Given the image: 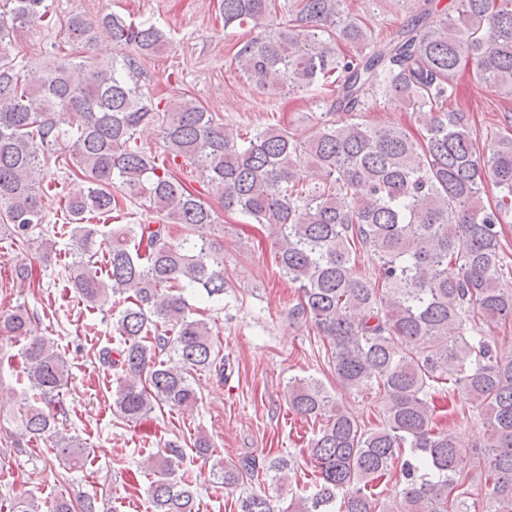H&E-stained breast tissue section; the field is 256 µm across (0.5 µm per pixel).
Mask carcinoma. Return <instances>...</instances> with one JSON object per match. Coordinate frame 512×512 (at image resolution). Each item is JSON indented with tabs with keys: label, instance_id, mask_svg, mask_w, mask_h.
I'll use <instances>...</instances> for the list:
<instances>
[{
	"label": "carcinoma",
	"instance_id": "1",
	"mask_svg": "<svg viewBox=\"0 0 512 512\" xmlns=\"http://www.w3.org/2000/svg\"><path fill=\"white\" fill-rule=\"evenodd\" d=\"M277 2L221 0L224 26L250 23L257 31L231 48L232 63L267 96L331 93L326 119L308 136L281 127L240 135L193 99L159 108L141 91L142 61L170 39L148 20L67 18L72 46L85 51L100 33L111 37L118 51L109 61L77 54L0 64V227L24 244L45 223L49 162L84 183L67 199L68 279L93 308L124 298L113 325L119 347L99 352L121 372L113 411L137 422L156 403L196 406L192 372L222 375L224 358L184 291L201 288L218 302L232 283L224 248L199 234L215 224L212 206L176 167L157 166L137 146L143 125L159 127L164 151L202 168L224 211L275 228L276 265L298 292L288 320L314 327L336 382L385 396L379 423L368 427L320 380L288 382V408L319 426L308 443L312 490L282 512H472L467 448L436 422L442 395L460 398L485 420L481 512H512V350L489 333L512 323L501 242L502 225L512 223V135L482 136L466 113L448 108L467 64L476 81L512 98V0L444 7L419 0L377 50L372 30L345 10V0H299L276 23ZM48 12L47 0H0V46L11 41L10 29ZM379 98L406 103L421 133L363 120ZM58 111L69 116L68 128L55 120ZM334 113L347 118L329 119ZM62 144L68 156L59 159ZM309 166L323 185L301 184ZM488 183L496 194L486 204ZM127 194L148 203L145 220L85 223L88 214H111ZM153 213L162 219L151 220ZM172 224L187 229L178 242ZM99 251L104 277L92 262ZM29 322L24 309L0 321L1 333L23 342L21 435L47 439L57 457L77 461L86 453L81 439L56 428L66 361L51 338L29 333ZM181 456L170 443L144 460L155 476L152 512H196L192 485L177 474ZM396 467L397 490L382 501L377 486ZM290 470L284 456H245L215 476L236 488L272 472L283 489ZM48 512H97V499L61 496ZM239 512L274 509L266 495L251 492L239 498Z\"/></svg>",
	"mask_w": 512,
	"mask_h": 512
}]
</instances>
